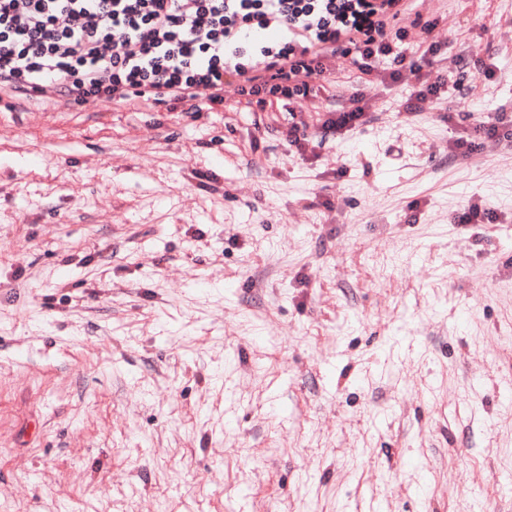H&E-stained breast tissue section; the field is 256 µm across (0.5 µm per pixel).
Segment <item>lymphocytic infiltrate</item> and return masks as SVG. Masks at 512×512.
Masks as SVG:
<instances>
[{
  "instance_id": "1",
  "label": "lymphocytic infiltrate",
  "mask_w": 512,
  "mask_h": 512,
  "mask_svg": "<svg viewBox=\"0 0 512 512\" xmlns=\"http://www.w3.org/2000/svg\"><path fill=\"white\" fill-rule=\"evenodd\" d=\"M405 0H0V93L34 102L163 103L197 111L198 88L223 103L235 80L246 103L307 97L342 55L362 72L391 57Z\"/></svg>"
}]
</instances>
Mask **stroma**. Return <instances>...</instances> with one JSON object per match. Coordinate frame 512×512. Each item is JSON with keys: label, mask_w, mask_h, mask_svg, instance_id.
<instances>
[{"label": "stroma", "mask_w": 512, "mask_h": 512, "mask_svg": "<svg viewBox=\"0 0 512 512\" xmlns=\"http://www.w3.org/2000/svg\"><path fill=\"white\" fill-rule=\"evenodd\" d=\"M396 25L416 115L340 55L288 112L0 111V512H512V146H455L512 113V0ZM447 84L445 79L441 77L436 78V80L427 85H413L405 97V101L403 102V108L405 112H419L421 109V104L429 97L435 96L440 93L442 87ZM329 113L332 115L323 122L322 128L325 133L332 132L333 134L338 131H347L355 128L364 115L361 108H355L350 111H335ZM497 217L489 209H481L478 204L467 203L459 208L451 217L454 224H491Z\"/></svg>", "instance_id": "35a3bbf8"}]
</instances>
